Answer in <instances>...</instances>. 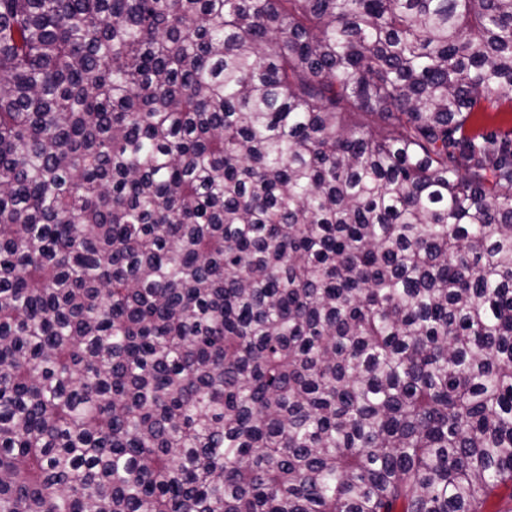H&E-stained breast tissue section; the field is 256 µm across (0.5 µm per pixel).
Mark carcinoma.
Returning <instances> with one entry per match:
<instances>
[{"label":"carcinoma","instance_id":"carcinoma-1","mask_svg":"<svg viewBox=\"0 0 512 512\" xmlns=\"http://www.w3.org/2000/svg\"><path fill=\"white\" fill-rule=\"evenodd\" d=\"M505 103L512 0H0V512H487ZM476 112L472 115L468 131L470 133H482L491 130L512 132V112Z\"/></svg>","mask_w":512,"mask_h":512}]
</instances>
